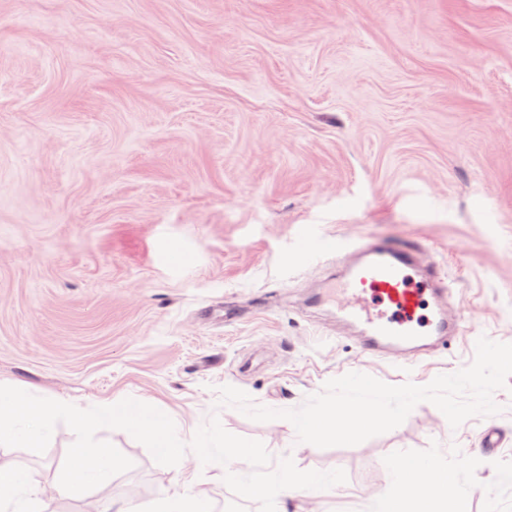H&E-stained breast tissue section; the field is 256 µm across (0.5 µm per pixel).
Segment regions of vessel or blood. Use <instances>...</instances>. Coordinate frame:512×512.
Instances as JSON below:
<instances>
[{
  "instance_id": "b4317fda",
  "label": "vessel or blood",
  "mask_w": 512,
  "mask_h": 512,
  "mask_svg": "<svg viewBox=\"0 0 512 512\" xmlns=\"http://www.w3.org/2000/svg\"><path fill=\"white\" fill-rule=\"evenodd\" d=\"M347 251L351 263L339 274L337 286L318 301L349 295V302L338 307V316L350 323L364 352L385 355L408 345L424 353L459 336V323L450 322L442 307L448 287L435 269L420 266L418 248L373 242L348 246ZM367 288L382 300L384 310L357 307L355 297Z\"/></svg>"
}]
</instances>
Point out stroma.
<instances>
[{
    "label": "stroma",
    "instance_id": "1",
    "mask_svg": "<svg viewBox=\"0 0 512 512\" xmlns=\"http://www.w3.org/2000/svg\"><path fill=\"white\" fill-rule=\"evenodd\" d=\"M426 244L451 285L448 348L364 353L313 295L339 254L304 239ZM231 307L237 320L201 309ZM512 343V0H0V385L84 408L132 398L183 442L218 417L299 469L287 512H374L396 463L457 488L433 512H512V377L498 414L458 428L422 402L354 446L219 405L231 385L296 409L350 372L430 383L476 342ZM495 430L499 445L482 438ZM133 463L85 497L56 489L73 431L0 446L47 512H109L183 487L260 512L186 451Z\"/></svg>",
    "mask_w": 512,
    "mask_h": 512
}]
</instances>
